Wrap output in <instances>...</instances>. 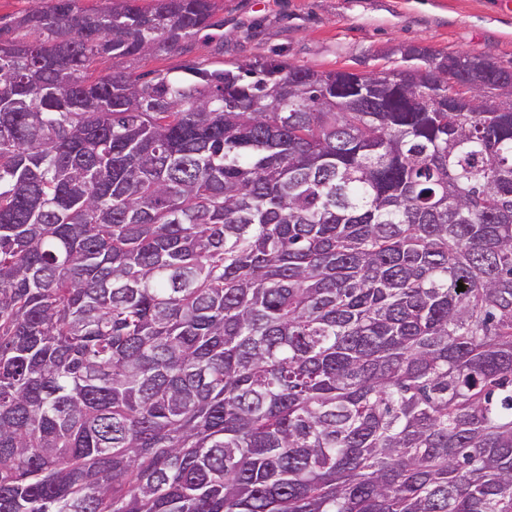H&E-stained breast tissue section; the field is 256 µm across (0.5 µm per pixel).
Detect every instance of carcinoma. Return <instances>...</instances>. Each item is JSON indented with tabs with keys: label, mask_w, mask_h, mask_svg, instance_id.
Wrapping results in <instances>:
<instances>
[{
	"label": "carcinoma",
	"mask_w": 512,
	"mask_h": 512,
	"mask_svg": "<svg viewBox=\"0 0 512 512\" xmlns=\"http://www.w3.org/2000/svg\"><path fill=\"white\" fill-rule=\"evenodd\" d=\"M33 2L0 25V512H512V70L102 75L220 0Z\"/></svg>",
	"instance_id": "1"
}]
</instances>
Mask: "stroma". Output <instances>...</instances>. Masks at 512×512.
Segmentation results:
<instances>
[{"label": "stroma", "mask_w": 512, "mask_h": 512, "mask_svg": "<svg viewBox=\"0 0 512 512\" xmlns=\"http://www.w3.org/2000/svg\"><path fill=\"white\" fill-rule=\"evenodd\" d=\"M223 36L199 35L190 56L135 63L180 74L185 60L220 67L275 59L319 70L388 72L400 46L492 56L512 69V0H222Z\"/></svg>", "instance_id": "stroma-1"}]
</instances>
